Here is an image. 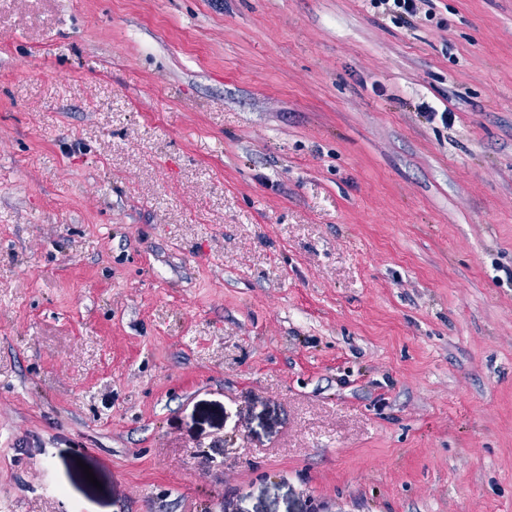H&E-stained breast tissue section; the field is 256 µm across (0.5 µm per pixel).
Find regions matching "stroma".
<instances>
[{
    "instance_id": "1",
    "label": "stroma",
    "mask_w": 512,
    "mask_h": 512,
    "mask_svg": "<svg viewBox=\"0 0 512 512\" xmlns=\"http://www.w3.org/2000/svg\"><path fill=\"white\" fill-rule=\"evenodd\" d=\"M428 10L0 0V512H512V0Z\"/></svg>"
}]
</instances>
